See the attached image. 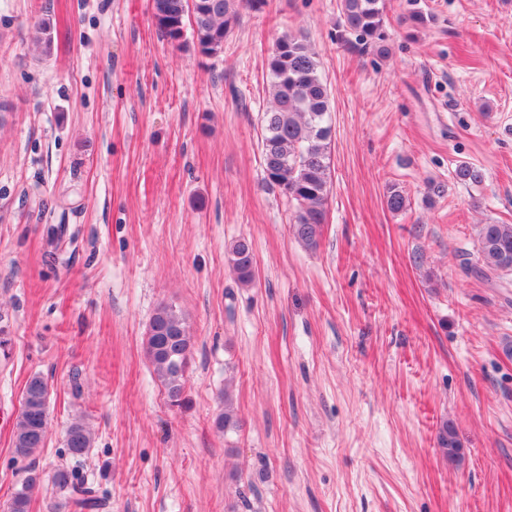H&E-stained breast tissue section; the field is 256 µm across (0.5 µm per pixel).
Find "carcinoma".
Returning <instances> with one entry per match:
<instances>
[{"label":"carcinoma","mask_w":512,"mask_h":512,"mask_svg":"<svg viewBox=\"0 0 512 512\" xmlns=\"http://www.w3.org/2000/svg\"><path fill=\"white\" fill-rule=\"evenodd\" d=\"M261 11L266 0H152V15L162 37L177 46L184 45L186 29H191L195 51L214 57L224 50V41L239 22L240 7ZM341 29L337 41L357 53L385 51L384 0H339ZM34 39L45 53L53 46L50 19H40ZM268 103L260 116V153L264 181L279 189L295 205L292 223L294 238L308 248L318 246L328 218L331 190V91L319 70L317 54L301 34L277 37L268 55ZM456 177L463 183H480L481 170L462 163ZM405 192L392 185L385 205L398 213L407 208ZM479 261L474 272L484 278H501L512 273V224L478 226ZM229 262L243 285L256 277L251 243L244 237L228 247ZM145 355L163 385L171 405L185 402V374L192 350V337L185 318L169 304L159 305L143 338ZM50 389L46 379L33 374L27 379L13 431V447L21 457H30L45 447L49 424ZM219 428L239 427L233 398L224 391V412L217 418ZM90 428L73 421L65 435V446L74 457L85 455L93 446ZM437 445L448 459L460 457V444L454 426L444 422ZM42 482V473L27 471L22 488L14 493L8 512H29V492ZM53 485L63 497L52 503L54 512H95L101 498L85 479L74 471L59 468L52 475Z\"/></svg>","instance_id":"obj_1"}]
</instances>
